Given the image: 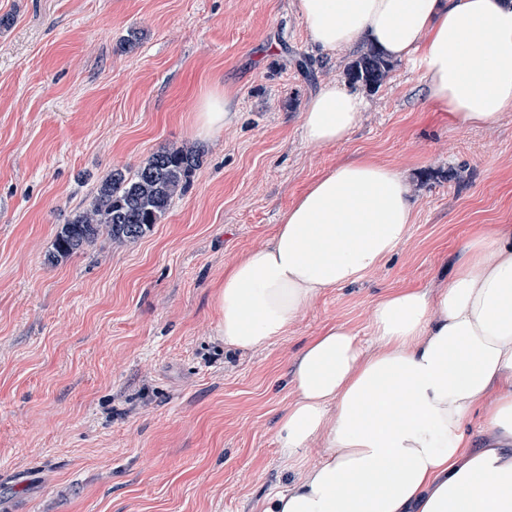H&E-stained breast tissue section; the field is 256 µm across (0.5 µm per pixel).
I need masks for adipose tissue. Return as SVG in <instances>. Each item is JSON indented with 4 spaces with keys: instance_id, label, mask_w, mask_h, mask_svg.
<instances>
[{
    "instance_id": "obj_1",
    "label": "adipose tissue",
    "mask_w": 512,
    "mask_h": 512,
    "mask_svg": "<svg viewBox=\"0 0 512 512\" xmlns=\"http://www.w3.org/2000/svg\"><path fill=\"white\" fill-rule=\"evenodd\" d=\"M312 43L333 52L368 40L421 70L430 99L465 126L512 109V0H295ZM365 102L322 83L302 114L317 148L347 141ZM236 118L212 93L194 119L209 136ZM403 174L361 159L324 173L262 247L224 268L217 331L253 350L286 336L327 290L356 283L410 236ZM372 342L333 325L290 375L277 419L285 468L298 472L264 512H512V225L467 240L434 293L402 288L372 309ZM481 409V442L465 426ZM323 441L320 461L306 450Z\"/></svg>"
}]
</instances>
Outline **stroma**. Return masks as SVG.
<instances>
[{
  "label": "stroma",
  "mask_w": 512,
  "mask_h": 512,
  "mask_svg": "<svg viewBox=\"0 0 512 512\" xmlns=\"http://www.w3.org/2000/svg\"><path fill=\"white\" fill-rule=\"evenodd\" d=\"M0 17V512H263L291 478L276 422L307 341L331 324L370 340L383 293L433 291L479 228L512 225V110L461 126L396 62L378 89L354 86L368 107L350 140L310 148L305 105L360 48L321 52L294 0H0ZM214 88L237 119L195 137ZM181 146L201 164L150 233L51 261L113 170ZM358 159L406 175L407 242L287 336L226 347L225 265Z\"/></svg>",
  "instance_id": "35a3bbf8"
}]
</instances>
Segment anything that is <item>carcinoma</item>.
Instances as JSON below:
<instances>
[{
    "label": "carcinoma",
    "mask_w": 512,
    "mask_h": 512,
    "mask_svg": "<svg viewBox=\"0 0 512 512\" xmlns=\"http://www.w3.org/2000/svg\"><path fill=\"white\" fill-rule=\"evenodd\" d=\"M390 68L389 60L371 44L346 67L344 75L349 83L374 90ZM200 164L199 154L182 146L153 153L131 175L112 172L90 207L57 231L52 259H67L83 251L103 232L121 243L142 238L166 213L173 198L186 189Z\"/></svg>",
    "instance_id": "cac0c4a2"
}]
</instances>
